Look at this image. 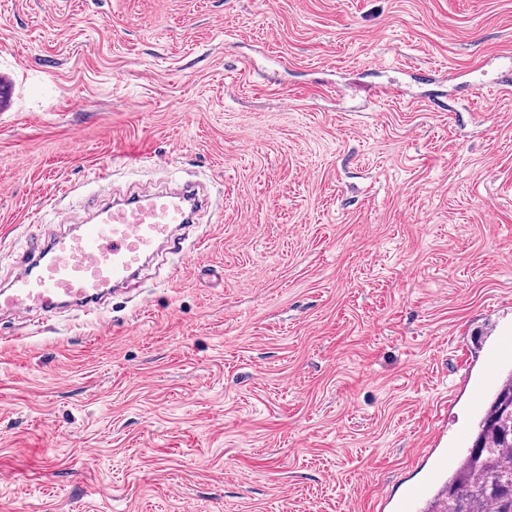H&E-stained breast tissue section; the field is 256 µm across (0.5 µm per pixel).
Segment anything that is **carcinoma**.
Masks as SVG:
<instances>
[{
	"instance_id": "carcinoma-1",
	"label": "carcinoma",
	"mask_w": 512,
	"mask_h": 512,
	"mask_svg": "<svg viewBox=\"0 0 512 512\" xmlns=\"http://www.w3.org/2000/svg\"><path fill=\"white\" fill-rule=\"evenodd\" d=\"M512 512V373L478 424L477 437L428 512Z\"/></svg>"
}]
</instances>
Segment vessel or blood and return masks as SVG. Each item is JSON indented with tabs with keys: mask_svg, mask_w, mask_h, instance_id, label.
Instances as JSON below:
<instances>
[{
	"mask_svg": "<svg viewBox=\"0 0 512 512\" xmlns=\"http://www.w3.org/2000/svg\"><path fill=\"white\" fill-rule=\"evenodd\" d=\"M203 204L190 183L149 187L94 206L89 222L51 239L33 238L25 265L0 287V314L24 319L74 307L99 320L102 297L136 280L150 260L182 259V231Z\"/></svg>",
	"mask_w": 512,
	"mask_h": 512,
	"instance_id": "obj_1",
	"label": "vessel or blood"
}]
</instances>
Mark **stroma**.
Segmentation results:
<instances>
[{
    "instance_id": "35a3bbf8",
    "label": "stroma",
    "mask_w": 512,
    "mask_h": 512,
    "mask_svg": "<svg viewBox=\"0 0 512 512\" xmlns=\"http://www.w3.org/2000/svg\"><path fill=\"white\" fill-rule=\"evenodd\" d=\"M510 55L512 0H0V284L100 168L213 202L100 322L0 317V512L446 483L427 440L512 373Z\"/></svg>"
}]
</instances>
